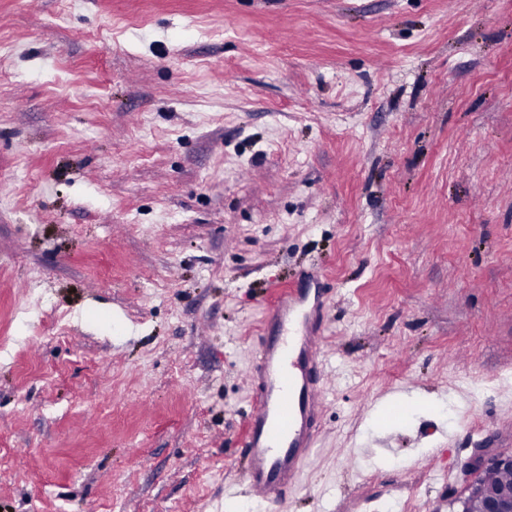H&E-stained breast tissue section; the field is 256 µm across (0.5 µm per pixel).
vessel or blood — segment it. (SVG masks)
Returning a JSON list of instances; mask_svg holds the SVG:
<instances>
[{
  "label": "vessel or blood",
  "mask_w": 512,
  "mask_h": 512,
  "mask_svg": "<svg viewBox=\"0 0 512 512\" xmlns=\"http://www.w3.org/2000/svg\"><path fill=\"white\" fill-rule=\"evenodd\" d=\"M307 288H282L269 309L249 377L255 407L243 441L247 493L267 504L283 500L301 478L317 438L324 404L319 378L327 291L311 275Z\"/></svg>",
  "instance_id": "1"
}]
</instances>
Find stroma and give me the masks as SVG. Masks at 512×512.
I'll list each match as a JSON object with an SVG mask.
<instances>
[{
  "label": "stroma",
  "mask_w": 512,
  "mask_h": 512,
  "mask_svg": "<svg viewBox=\"0 0 512 512\" xmlns=\"http://www.w3.org/2000/svg\"><path fill=\"white\" fill-rule=\"evenodd\" d=\"M310 270L325 408L260 507L249 366ZM480 448L512 450V0H0V512H451Z\"/></svg>",
  "instance_id": "1"
}]
</instances>
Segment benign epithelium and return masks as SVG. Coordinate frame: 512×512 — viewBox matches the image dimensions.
Masks as SVG:
<instances>
[{
    "label": "benign epithelium",
    "mask_w": 512,
    "mask_h": 512,
    "mask_svg": "<svg viewBox=\"0 0 512 512\" xmlns=\"http://www.w3.org/2000/svg\"><path fill=\"white\" fill-rule=\"evenodd\" d=\"M512 471V452L498 448H479L463 471L468 495L461 500L459 512H512V483L489 484L481 479L470 481L474 473Z\"/></svg>",
    "instance_id": "7a95c632"
}]
</instances>
